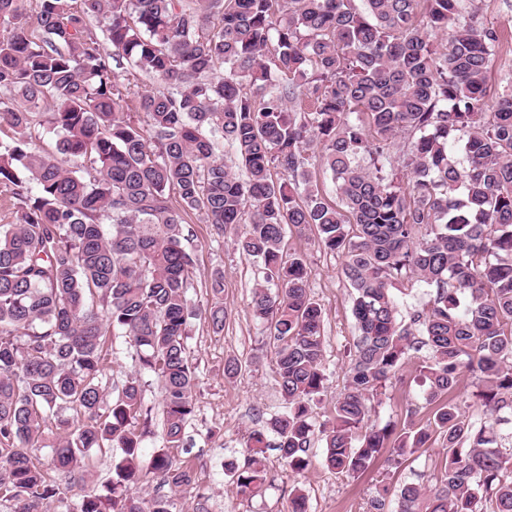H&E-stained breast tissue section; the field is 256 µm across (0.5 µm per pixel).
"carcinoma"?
Masks as SVG:
<instances>
[{
	"label": "carcinoma",
	"instance_id": "carcinoma-1",
	"mask_svg": "<svg viewBox=\"0 0 512 512\" xmlns=\"http://www.w3.org/2000/svg\"><path fill=\"white\" fill-rule=\"evenodd\" d=\"M478 10V0H0V188L13 216L0 225V501L13 512L57 501L34 448L53 449L59 474L120 450L107 493L63 512H173L169 496L127 489L192 484L162 449L143 465L138 420L142 376L155 375L164 440L186 447L193 214L221 235L248 225L237 250L263 273L252 309L282 407L270 430L249 432L230 475L236 496L260 492L271 446L301 475L319 440L327 468L356 476L385 449L400 467L438 432L439 472L392 501L378 490L372 512H512V448L499 434L512 425V85L485 104L499 36ZM317 166L334 203L311 181ZM287 226L342 256L353 290L359 340L318 432L322 308L305 257L285 251ZM411 282L430 300L404 324L394 290ZM112 329L137 361L113 397ZM424 348L432 418L401 432L369 423ZM465 375L489 412L478 425L455 398Z\"/></svg>",
	"mask_w": 512,
	"mask_h": 512
}]
</instances>
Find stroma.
I'll return each mask as SVG.
<instances>
[{
    "mask_svg": "<svg viewBox=\"0 0 512 512\" xmlns=\"http://www.w3.org/2000/svg\"><path fill=\"white\" fill-rule=\"evenodd\" d=\"M484 22L502 34L488 80L490 96H497L512 79V0H480ZM195 234L194 268L189 296L201 308L221 305L226 311L223 331H214L208 316L192 321L187 355L195 369V413L186 429L189 449L172 448L169 456L192 466L195 479L174 497L173 512H289L294 488L303 489L309 512H369L370 501L382 487L397 490L417 481L419 474H436L441 466L443 438L434 435L418 460H409L399 469L376 463L359 476H341L329 470L323 456H316L312 468L293 474L275 449H268L262 460L266 482L263 492L250 500L236 498L228 486L227 469L241 463L242 450L251 430L268 428L281 403L274 380V353L255 319L252 296L262 274L257 263L246 260L236 250L235 233L217 236L210 224L198 216L188 219ZM285 241L289 250L303 253L311 269L310 289L323 309L325 330L324 365L326 388L314 411L315 425L334 415L337 396L345 384L351 352L358 336L352 315L351 288L343 272L341 256L326 253L310 235L289 230ZM224 274V292L213 296L209 284L215 272ZM242 365L234 378L224 375L227 359ZM425 388L419 377L418 360L403 365L389 384L381 406L370 419L376 423L403 425L407 418L425 423ZM143 407L148 412L150 433L143 441L142 454L151 458L163 440L161 384L149 377L143 388ZM112 477V454H94L83 477L58 478L57 484L67 503L78 501L87 490L104 491Z\"/></svg>",
    "mask_w": 512,
    "mask_h": 512,
    "instance_id": "stroma-1",
    "label": "stroma"
}]
</instances>
